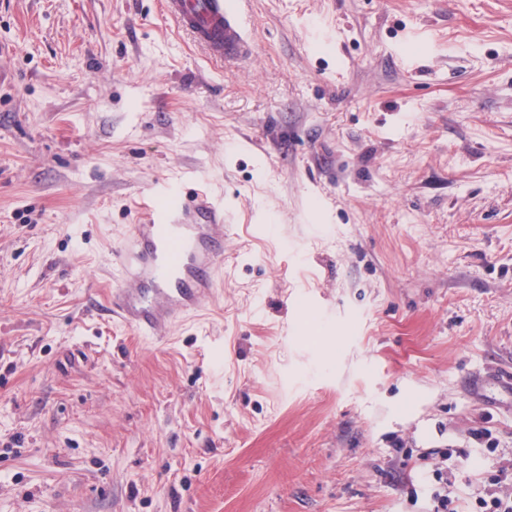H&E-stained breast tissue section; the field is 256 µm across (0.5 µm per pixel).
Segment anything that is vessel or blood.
<instances>
[{
	"instance_id": "1",
	"label": "vessel or blood",
	"mask_w": 512,
	"mask_h": 512,
	"mask_svg": "<svg viewBox=\"0 0 512 512\" xmlns=\"http://www.w3.org/2000/svg\"><path fill=\"white\" fill-rule=\"evenodd\" d=\"M166 15L211 58H241L252 45L241 6L225 0H163ZM224 215L205 196L168 193L143 223L132 225L117 250L110 310L128 329L167 341L173 325L196 311L223 263Z\"/></svg>"
}]
</instances>
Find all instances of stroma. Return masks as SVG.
I'll return each instance as SVG.
<instances>
[{"instance_id": "1", "label": "stroma", "mask_w": 512, "mask_h": 512, "mask_svg": "<svg viewBox=\"0 0 512 512\" xmlns=\"http://www.w3.org/2000/svg\"><path fill=\"white\" fill-rule=\"evenodd\" d=\"M0 0V512H458L512 494V0ZM224 214L160 345L114 253ZM224 0H164L166 15L211 58L224 61L249 54L252 45L242 23V4Z\"/></svg>"}]
</instances>
